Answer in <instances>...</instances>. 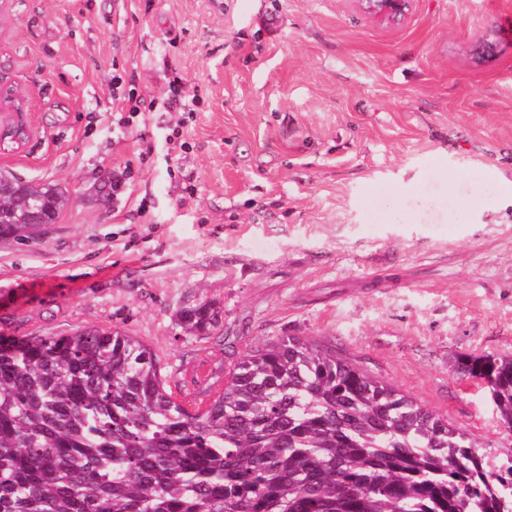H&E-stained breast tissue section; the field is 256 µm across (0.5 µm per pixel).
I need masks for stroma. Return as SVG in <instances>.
<instances>
[{
  "label": "stroma",
  "mask_w": 512,
  "mask_h": 512,
  "mask_svg": "<svg viewBox=\"0 0 512 512\" xmlns=\"http://www.w3.org/2000/svg\"><path fill=\"white\" fill-rule=\"evenodd\" d=\"M197 112L171 157L162 61ZM25 98L0 173L69 196L0 241V338L110 327L192 408L248 350L305 337L493 452H512L467 356L512 354V0H0ZM141 96L112 130L114 77ZM121 191H113L116 180ZM221 309L210 335L175 313ZM361 9L382 20L403 18L410 10L413 0H355Z\"/></svg>",
  "instance_id": "obj_1"
}]
</instances>
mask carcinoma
Segmentation results:
<instances>
[{"label":"carcinoma","instance_id":"1","mask_svg":"<svg viewBox=\"0 0 512 512\" xmlns=\"http://www.w3.org/2000/svg\"><path fill=\"white\" fill-rule=\"evenodd\" d=\"M0 237L66 200L4 176ZM220 307L181 308L191 336ZM512 432V356L466 357ZM315 341L249 350L209 405L166 390L152 350L110 328L0 342V512H512V455Z\"/></svg>","mask_w":512,"mask_h":512}]
</instances>
